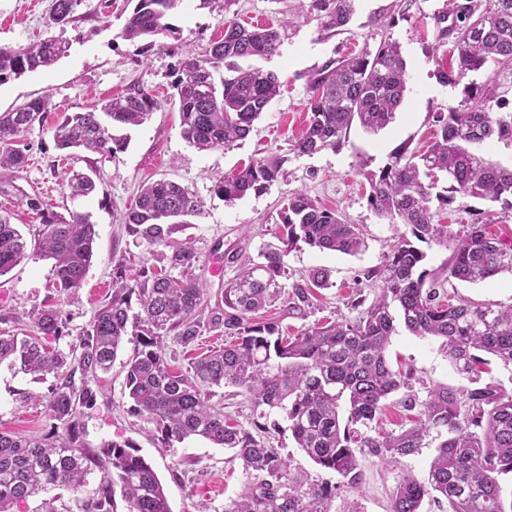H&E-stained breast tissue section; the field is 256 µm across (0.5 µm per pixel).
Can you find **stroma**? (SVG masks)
I'll list each match as a JSON object with an SVG mask.
<instances>
[{
	"label": "stroma",
	"instance_id": "1",
	"mask_svg": "<svg viewBox=\"0 0 512 512\" xmlns=\"http://www.w3.org/2000/svg\"><path fill=\"white\" fill-rule=\"evenodd\" d=\"M51 3L0 0L1 46L26 45L51 36L70 44L67 56L50 68L0 83V113L46 95L56 106L43 123L19 137L17 145L26 149L27 164L12 187L0 195V206L14 213L21 231H28L40 218L23 205L22 197L36 193L58 212L89 215L97 238L92 264L76 300L57 293L52 263L45 259L24 260L1 276L0 312L5 319L0 331L29 330L36 309L51 305L60 309L66 322V335L57 341V348L66 352L77 344L83 328L112 293L113 257H129L133 278L160 263L159 248L129 237L123 229L124 215L142 184L159 179L188 187L203 203L201 214L192 217L174 238L192 242L200 254L194 274L208 301H215L235 274L224 264L225 250L239 249L245 256L257 258L266 245L275 243L279 212L296 192L306 193L323 206L338 210L351 223L362 225L366 246L354 256L322 252L302 243L293 247L285 258L281 284L291 286L311 270L321 269L327 273L329 285L318 290L305 315L289 314L286 304L279 301L262 310V318L279 319L295 332L319 319L348 314L355 291L371 296V283L363 275L380 264L393 229L371 210L369 186L359 168L365 164L378 170L401 144L414 149L423 146L432 136L434 113L463 101V85H445L436 76L438 69L448 64V49L439 46L433 19L445 8V0H358L353 20L335 33L323 31L314 18H290L294 0H233L228 6L217 0L210 10L197 9L195 0H183L171 18L176 34L167 37L165 47L148 51L119 36L133 0H82L74 22L62 28L48 23ZM395 11L402 13V20L391 21ZM285 19L290 25L281 31L277 54L262 62L263 68L277 74L280 93L255 122L251 134L234 145L209 151L190 146L181 136L178 108L169 102L171 73L179 58L221 39L225 22L275 25ZM385 37L400 46L409 72L406 96L393 122L375 134L352 128L338 149L312 156L294 153L291 145L308 121V73L328 59L375 48ZM133 86L150 91L161 106L143 124L121 129V136L127 139L122 152L105 158L91 152L73 155L56 146L53 132L60 113L88 110ZM271 151L286 156L287 161L283 176L267 189L232 204L216 194L215 186L225 174ZM73 168L96 172L93 194L71 196L66 177ZM436 218L447 224L452 235L464 225L489 221L503 240H512V209L497 202L458 193ZM442 288L449 296L474 303L512 304V273L508 271L480 284L453 279L443 282ZM132 351V344H125L120 362L93 380L98 398L81 419L85 442L94 450L112 440L133 445L161 481L171 512H224L225 501L248 487L250 475L232 451L204 439L165 446L152 423L131 413L121 361ZM387 356L392 365L414 369L418 395H425L427 387L435 385L458 391L470 386L466 376L455 372L439 341L418 338L405 328H398L392 336ZM54 383L51 376L35 381L0 367V431L27 437L44 433L49 424L44 403ZM439 442L437 434H430L417 455L396 464L364 455L359 491L337 495L335 512H347L354 501L362 512H388L393 492L404 476L425 477ZM271 443L288 457L294 471L320 483L336 484V473L317 467L297 448L290 431L281 430Z\"/></svg>",
	"mask_w": 512,
	"mask_h": 512
}]
</instances>
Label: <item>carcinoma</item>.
Returning <instances> with one entry per match:
<instances>
[{"instance_id": "carcinoma-1", "label": "carcinoma", "mask_w": 512, "mask_h": 512, "mask_svg": "<svg viewBox=\"0 0 512 512\" xmlns=\"http://www.w3.org/2000/svg\"><path fill=\"white\" fill-rule=\"evenodd\" d=\"M82 0H54L50 24L74 21ZM183 0H136L118 37L144 48H162V36L175 34L170 17ZM295 10L321 21L322 28L342 31L355 13V0H298ZM439 44L452 40L456 67L439 70L443 84H458L470 73L493 68L488 82L465 86L471 104L433 116L432 140L422 149L404 144L391 161L364 173L368 203L395 229V240L381 264L366 273L373 298L355 293L353 317L316 323L290 336L279 321H260L255 314L279 297L288 310L303 315L312 305V288L328 286L316 271L287 291L279 282L287 250L302 242L321 251L355 255L364 234L338 211L296 192L279 213L282 248L266 247L255 262L240 252L224 254V265L237 268L224 284L221 298L208 306L204 288L192 275L200 255L189 242L172 235L186 218L201 214V201L187 188L160 179L141 186L123 223L127 235L155 247L166 265L144 268L128 276L125 258L113 260L112 295L78 339L74 361L45 339L64 337L60 311L44 307L35 315L33 334L0 331V366L40 380L57 378L45 403L49 430L21 437L0 432V512L40 498L32 512H60L55 506L62 488L86 486L98 470L99 483L78 500V512H114L121 495L127 512H171L163 485L151 465L126 442L108 441L94 452L83 439L80 417L96 405L98 392L89 380L111 371L128 341L137 348L123 362L131 413L155 426L171 446L191 437L234 452L254 482L224 505V512H331L336 492L356 491L363 481L364 452L397 463L423 447L436 432L442 441L430 461L427 478L406 476L392 497L390 512H420L427 497L448 502L450 512H506L499 477L512 475V388L500 382L480 383L488 361L512 367V306L457 304L440 299V278L423 268L426 254L413 241L448 245V225L434 223L433 202L448 205L454 193L512 209V167L486 160L468 150L467 142H512V111L502 112L497 96L512 78V0H448L436 14ZM281 44L273 25L245 26L224 22V37L184 56L174 69L171 101L178 105L183 139L203 151L246 139L253 123L279 93L276 74L246 60L274 55ZM68 52V44L50 37L18 47L0 46V82L39 68H49ZM407 63L399 45L389 39L374 50L330 59L308 75V123L293 144L298 155H314L342 145L355 125L367 133L385 129L407 92ZM160 108L148 91L133 86L85 112L66 113L54 127L60 149H79L112 157L125 147L113 137L115 126H137ZM48 98L0 113V194L26 164L16 139L42 122ZM286 158L276 152L224 177L216 192L233 203L276 181ZM448 186L436 194L439 176ZM74 197L96 190L95 180L81 172L69 175ZM28 209L42 222L25 237L0 209V276L22 261L38 257L54 261L55 286L66 299L76 296L94 256L95 225L78 212L64 216L39 195H24ZM404 226L399 231L398 226ZM512 271V242L470 224L453 237L444 269L447 277L471 284ZM178 275H173V272ZM422 339L437 338L446 347L455 371L475 387L458 394L446 386L404 400L417 410L408 428L375 426L383 401L411 388L413 373L395 370L386 352L396 322ZM233 341L224 349L196 357L182 370L170 364L166 338L187 347L218 329ZM81 382H75V373ZM232 385L248 397L256 419L245 425L212 402V388ZM288 422L298 448L317 466L338 476L334 485L294 473L288 459L268 443L270 430ZM270 423H265V420Z\"/></svg>"}]
</instances>
